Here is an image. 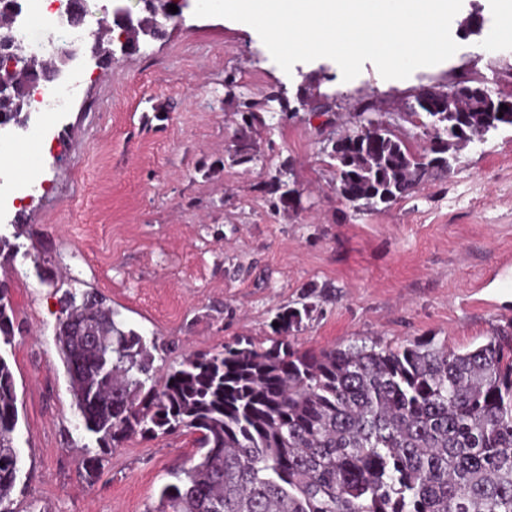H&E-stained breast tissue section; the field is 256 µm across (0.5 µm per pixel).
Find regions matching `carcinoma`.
<instances>
[{
	"label": "carcinoma",
	"mask_w": 512,
	"mask_h": 512,
	"mask_svg": "<svg viewBox=\"0 0 512 512\" xmlns=\"http://www.w3.org/2000/svg\"><path fill=\"white\" fill-rule=\"evenodd\" d=\"M13 2L0 0V49L26 67L0 72V126L21 123L30 89L49 80L4 23ZM121 29L116 13L93 36L110 41ZM458 86L468 90L467 112L434 126L418 96L401 116L423 129L417 146L377 116L336 138L328 152L336 194L360 210L389 207L448 172V156L512 126V110L500 111L480 83ZM238 115L231 161L257 162V136L270 125L251 103ZM287 175L280 169L267 183L276 210L298 203ZM15 249L0 235L5 273ZM314 307L278 308L268 348L237 338L164 368L154 366L156 341L124 328L97 293H65L57 341L76 415L97 444L80 461L86 483L131 436L185 431L198 459L174 472L151 512H512V334L498 331L466 352L431 339L300 350L288 335ZM13 319L1 279L0 343H11ZM18 421L14 375L0 353V512H13Z\"/></svg>",
	"instance_id": "carcinoma-1"
}]
</instances>
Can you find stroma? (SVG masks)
Masks as SVG:
<instances>
[{"instance_id": "35a3bbf8", "label": "stroma", "mask_w": 512, "mask_h": 512, "mask_svg": "<svg viewBox=\"0 0 512 512\" xmlns=\"http://www.w3.org/2000/svg\"><path fill=\"white\" fill-rule=\"evenodd\" d=\"M137 51L108 43L91 77L51 124L39 171L24 157L10 180L38 188L0 216V234L27 225L9 274L21 468L14 512H151L160 486L195 449L178 432L132 437L106 456L94 485L78 465L91 440L78 428L56 340L60 299L92 289L125 326L157 339L165 364L239 337L269 346L271 320L315 290L292 342L301 349L396 345L431 337L455 351L512 330V126L458 154L447 176L379 211L336 195L309 99L333 102L353 127L357 99L403 112L426 89L460 79L512 94V45L493 46L498 0H462L458 51L406 79L364 63L343 81L320 58L284 72L248 24L196 17V0ZM272 116L258 162L228 160L240 103ZM300 191L275 211L265 191L281 166ZM48 247L61 273L42 282L30 259Z\"/></svg>"}]
</instances>
